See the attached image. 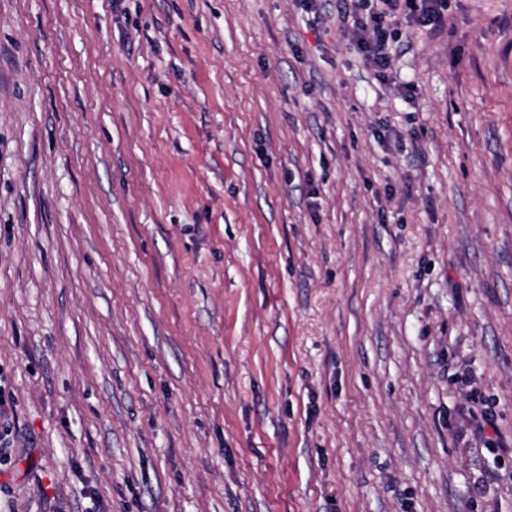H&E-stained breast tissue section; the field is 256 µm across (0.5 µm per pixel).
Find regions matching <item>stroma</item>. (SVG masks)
<instances>
[{
  "label": "stroma",
  "instance_id": "1",
  "mask_svg": "<svg viewBox=\"0 0 512 512\" xmlns=\"http://www.w3.org/2000/svg\"><path fill=\"white\" fill-rule=\"evenodd\" d=\"M0 0V512H512V0ZM350 2L353 18L352 32L356 38L357 47L379 71L386 69L390 62L386 46L392 36L386 24V16L370 11L368 0ZM364 11H367L365 21L360 17ZM392 10H400L414 20L426 23L441 18L440 10L446 5V0H388Z\"/></svg>",
  "mask_w": 512,
  "mask_h": 512
}]
</instances>
